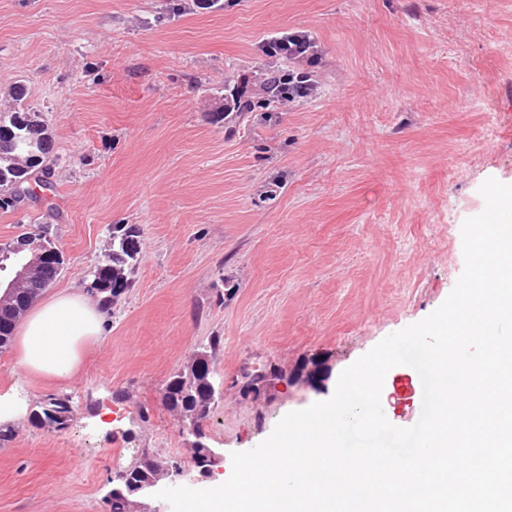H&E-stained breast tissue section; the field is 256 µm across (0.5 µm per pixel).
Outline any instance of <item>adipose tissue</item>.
Segmentation results:
<instances>
[{"instance_id": "adipose-tissue-1", "label": "adipose tissue", "mask_w": 512, "mask_h": 512, "mask_svg": "<svg viewBox=\"0 0 512 512\" xmlns=\"http://www.w3.org/2000/svg\"><path fill=\"white\" fill-rule=\"evenodd\" d=\"M105 319L99 304L78 290L38 302L17 326L21 365L34 374L69 377L84 346L100 336Z\"/></svg>"}]
</instances>
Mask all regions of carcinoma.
Segmentation results:
<instances>
[{"label":"carcinoma","mask_w":512,"mask_h":512,"mask_svg":"<svg viewBox=\"0 0 512 512\" xmlns=\"http://www.w3.org/2000/svg\"><path fill=\"white\" fill-rule=\"evenodd\" d=\"M292 77L297 71L290 69H273L267 75L265 82L253 96L244 100L237 95L236 112H226L223 118L235 117L240 119L248 112L258 109L275 112L297 99L295 83L288 85V93L281 90L283 73ZM26 91L17 86L11 94L12 105L0 109V134L15 133L19 135L20 143L16 148L3 150L0 148V209H13L18 205L17 195L8 194L9 186L15 183L27 184L35 173L48 177L53 165V142L48 133L47 124L36 112H31L24 106ZM26 237L27 244L36 252L56 248L52 240L28 230L20 233ZM140 254V231L134 225L114 224L109 228V243L105 260L95 265L89 271V282L94 284L96 291L93 295L99 297V302L105 311L109 312L115 306L112 299V289L120 284L124 288L131 287L130 274L133 262ZM44 281L33 279L28 284L10 295L8 305L0 308V351L7 348L12 339L15 326L21 315L44 292ZM214 376L209 373L208 365L199 364L198 387L188 393L184 390L180 374L168 378L163 385V402L166 407L183 416L195 415L201 419L208 416L211 403L209 402ZM73 418L70 400L66 396L49 394L41 405L30 413V421L39 428L46 426L56 431L68 428ZM168 475L166 461L148 453L127 467V483H115L120 492L112 494L111 512H132L133 502L137 495L129 492L132 487H139Z\"/></svg>","instance_id":"obj_1"}]
</instances>
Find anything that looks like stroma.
I'll list each match as a JSON object with an SVG mask.
<instances>
[{
  "label": "stroma",
  "instance_id": "35a3bbf8",
  "mask_svg": "<svg viewBox=\"0 0 512 512\" xmlns=\"http://www.w3.org/2000/svg\"><path fill=\"white\" fill-rule=\"evenodd\" d=\"M0 0V107L23 86L54 140L52 188L0 210V243L53 225L84 289L111 225L141 232L132 286L65 379L0 353V395H69L50 433L29 418L0 448V512H107L113 476L142 452L208 488L162 400L168 377L212 347L224 399L210 447H256L286 414L329 399L341 372L448 297L461 228L482 184L512 185V0ZM306 33L317 89L227 124L243 81L273 61L261 42ZM313 376L243 398L244 369ZM410 369L381 403L418 421Z\"/></svg>",
  "mask_w": 512,
  "mask_h": 512
}]
</instances>
